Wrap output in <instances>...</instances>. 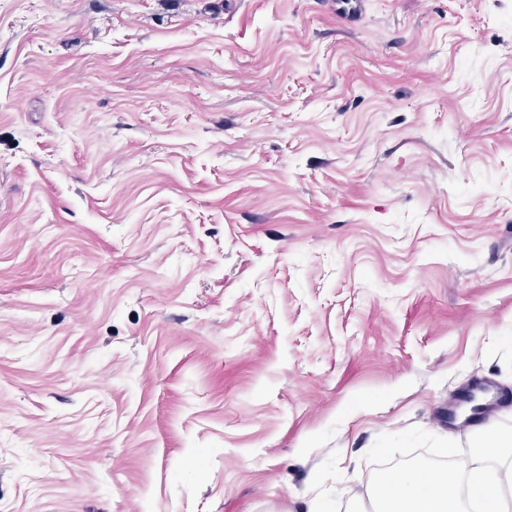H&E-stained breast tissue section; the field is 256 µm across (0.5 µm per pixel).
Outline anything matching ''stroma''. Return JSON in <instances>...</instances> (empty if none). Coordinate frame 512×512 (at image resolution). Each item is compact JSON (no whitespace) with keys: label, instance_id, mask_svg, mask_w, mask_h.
Returning <instances> with one entry per match:
<instances>
[{"label":"stroma","instance_id":"obj_1","mask_svg":"<svg viewBox=\"0 0 512 512\" xmlns=\"http://www.w3.org/2000/svg\"><path fill=\"white\" fill-rule=\"evenodd\" d=\"M512 394V0H0V512H371ZM477 389H480L484 392V395L490 396V400L486 404V409L482 415L474 419L469 423L470 426H478L481 424L482 420L485 416L491 412L496 411L497 409L504 407L505 404L509 400V394L500 390H492L490 386L485 383L479 382L475 384Z\"/></svg>","mask_w":512,"mask_h":512}]
</instances>
